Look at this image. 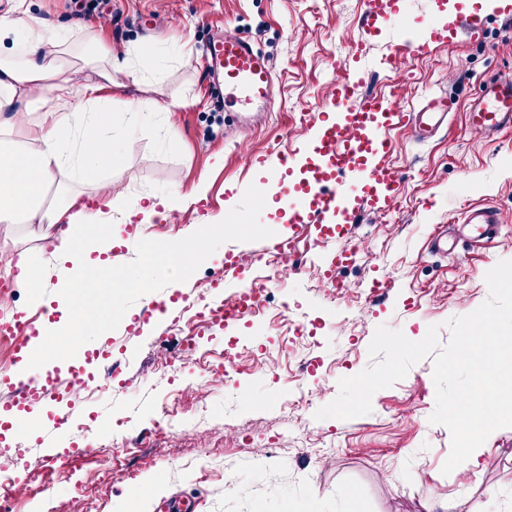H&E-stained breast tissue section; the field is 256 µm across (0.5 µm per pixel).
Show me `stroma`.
Wrapping results in <instances>:
<instances>
[{
    "instance_id": "obj_1",
    "label": "stroma",
    "mask_w": 512,
    "mask_h": 512,
    "mask_svg": "<svg viewBox=\"0 0 512 512\" xmlns=\"http://www.w3.org/2000/svg\"><path fill=\"white\" fill-rule=\"evenodd\" d=\"M447 17L469 13L481 20L477 40L432 49L403 63L398 79L375 71L373 60L386 49L368 47L351 68L364 75L363 91L391 87L402 110L421 107L444 94L457 102L448 124L422 140L413 131L396 136L394 160L405 172L402 194L384 215H363L350 245L355 259L341 269L344 296L323 293L319 266L329 247L314 243V228L292 224L280 209L279 186L266 193L260 221L275 238L236 243L244 260L273 249L276 238L294 237L291 272L254 263V275L268 288L261 318H245L218 329L192 322L188 307L203 285L224 279V297L240 281L224 269L216 250L187 282L166 291L178 295L164 316L145 317L153 300L142 296L118 329L85 344L73 360L50 367L67 376L71 366L100 377L108 350L119 376L111 392L80 398L74 406L48 401L34 407L29 429L6 433L0 472L15 460L28 464L33 483L14 498L10 512H70L79 498H92L99 512H158L175 496L194 502V512H425L431 502L448 512H488L492 501L512 492V427L499 429L476 469L443 475L450 432L430 423L436 388L433 362L423 359L408 375L372 397L370 414L350 420L316 419V411L338 394V382L370 362L369 344L379 326L401 330L413 341L446 320L471 313L489 296L486 273L512 260V129L489 138L472 134L466 111L480 82L512 73V23L475 0H447ZM27 24L68 30L82 45L95 38L111 44L113 62L167 57L143 81H125L113 113L128 103L152 98L170 104L166 124L147 125L125 140L123 162L112 177L128 190L125 204L92 207L99 224L114 235L104 256L119 265L135 259L136 242L174 241L214 224L241 200L248 185L266 172L249 166L251 154L285 151L305 135L302 115L323 108L336 69L360 37L362 0H110L111 20L84 17L83 0H21ZM218 33L249 38L272 66L274 111L252 108L241 123L232 107H216L204 69L203 47ZM203 192L178 207L158 208L150 223L130 222L127 210L147 197L175 190ZM494 208L498 235L477 241L463 234L470 209ZM60 230L43 224H0V249L27 253L42 271L49 329L65 325L67 307L51 276L61 261ZM448 239L447 252L434 251V237ZM389 284L373 299L375 281ZM302 330L292 344L283 335ZM197 331L200 350L220 362L232 347L244 371L198 404L188 387L205 372L176 358L183 336ZM171 366L161 367V358ZM177 410L184 425L198 419L206 432L188 435L181 447L166 448L151 430L163 407ZM241 427L255 446L226 445L224 431ZM79 441L85 452L68 470L53 471L43 460L48 449ZM210 451L201 459L197 447Z\"/></svg>"
}]
</instances>
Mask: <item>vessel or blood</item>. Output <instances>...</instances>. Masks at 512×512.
Segmentation results:
<instances>
[{
  "label": "vessel or blood",
  "mask_w": 512,
  "mask_h": 512,
  "mask_svg": "<svg viewBox=\"0 0 512 512\" xmlns=\"http://www.w3.org/2000/svg\"><path fill=\"white\" fill-rule=\"evenodd\" d=\"M363 4L364 38L355 45L359 54L397 22L405 0H363ZM478 27L473 16L428 24L423 38L407 39L391 47L382 66L390 73H399L404 56L423 54L471 36ZM206 54L213 71L222 76L233 103L243 108L255 103L273 107L272 69L248 39H212ZM359 86L350 75H342L330 86L322 111L304 113L310 135L300 146L278 153L272 160L264 154L249 158L251 166L271 167L276 177L289 180L287 192L280 197L289 223L313 225L317 239L336 244V251L320 268L328 280L353 259L348 239L358 218L366 213H386L401 194V171L391 161L394 132L405 127L427 132L448 122L447 113L437 106L429 104L415 112H404L391 93L379 91L360 97L356 94ZM467 123L482 137L512 128V75L480 85ZM498 222L497 212L490 208L472 210L465 219L471 234L487 239L495 235ZM224 268L243 283L238 300L253 298L251 271L239 252L225 251ZM37 332L27 309L0 317V335L15 341L11 365L0 369V388L10 393L6 401L0 402V431L16 428L33 406L51 395L54 373L21 368L30 357L31 341Z\"/></svg>",
  "instance_id": "b4317fda"
}]
</instances>
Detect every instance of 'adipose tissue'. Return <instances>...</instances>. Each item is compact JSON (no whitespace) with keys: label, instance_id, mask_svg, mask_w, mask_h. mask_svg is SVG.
<instances>
[{"label":"adipose tissue","instance_id":"adipose-tissue-1","mask_svg":"<svg viewBox=\"0 0 512 512\" xmlns=\"http://www.w3.org/2000/svg\"><path fill=\"white\" fill-rule=\"evenodd\" d=\"M17 42L23 55L0 54V223L94 224L82 192L65 182L91 183L93 195L124 203L125 188L107 175L121 160L118 143L169 107L147 100L113 115L119 83L103 40L83 49L81 64L67 66L72 34L45 33L13 8L0 14V47Z\"/></svg>","mask_w":512,"mask_h":512}]
</instances>
